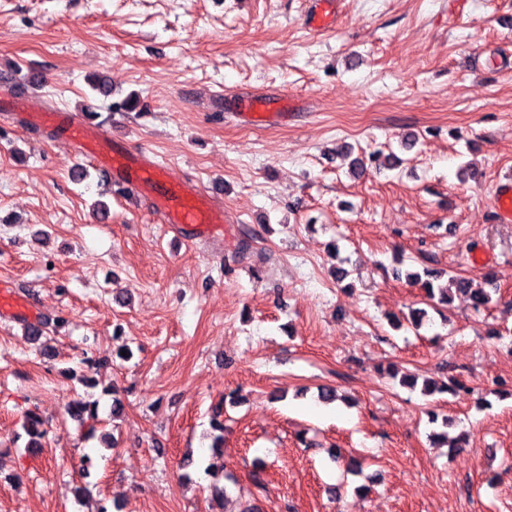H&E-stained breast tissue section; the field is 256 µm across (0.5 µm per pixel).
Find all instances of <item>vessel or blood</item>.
<instances>
[{
    "instance_id": "1",
    "label": "vessel or blood",
    "mask_w": 512,
    "mask_h": 512,
    "mask_svg": "<svg viewBox=\"0 0 512 512\" xmlns=\"http://www.w3.org/2000/svg\"><path fill=\"white\" fill-rule=\"evenodd\" d=\"M335 0H313L306 18L310 29L321 31L335 22ZM286 107L281 95H237L225 99L224 109L236 113L257 126L275 124ZM50 122L57 132L69 139L78 154H95L97 166L113 182L137 192L150 200L163 223L172 225L188 243L224 232V211L213 204L211 196L199 195L184 183L164 182L160 166L146 151L113 139L107 133L90 134L88 127L78 123L70 113H51ZM494 205L502 223H512V179L502 180L494 194ZM0 317L33 320L29 306L16 296L8 283H0Z\"/></svg>"
}]
</instances>
